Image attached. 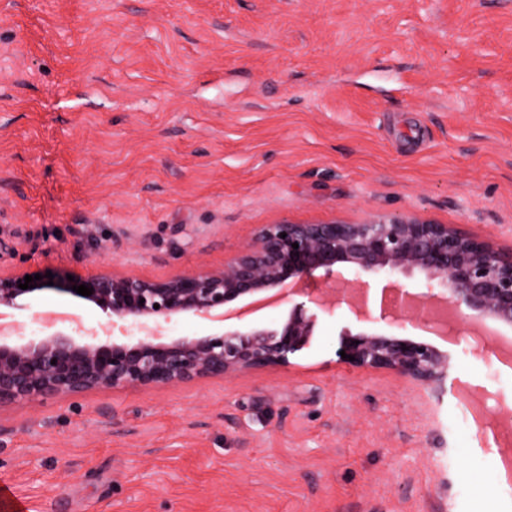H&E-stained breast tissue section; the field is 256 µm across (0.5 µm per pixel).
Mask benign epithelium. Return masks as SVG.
<instances>
[{"instance_id":"obj_1","label":"benign epithelium","mask_w":512,"mask_h":512,"mask_svg":"<svg viewBox=\"0 0 512 512\" xmlns=\"http://www.w3.org/2000/svg\"><path fill=\"white\" fill-rule=\"evenodd\" d=\"M286 237H281V234ZM298 244L293 248L292 244ZM330 285L311 290L315 272ZM42 275L22 290L24 277ZM394 286L378 313L369 307L370 281ZM40 269L0 275V319L19 330L10 309L49 288ZM92 289L82 296L77 285ZM55 290L100 309L107 317L94 328L74 325L69 314L51 317L47 333L25 343L0 335V409L47 397H73L116 388L177 386L202 378L286 366L307 348L319 313L345 305L367 324L341 333L339 350L350 365L387 371L421 386L442 383L448 354L401 335L439 301L452 311L433 327L445 334L491 322L512 328V248L481 239L458 224H432L413 215L359 223L263 225L224 265L151 281L115 273L57 277ZM288 300L285 317L271 326L248 323L229 331L171 337L170 324L182 318L224 322L242 300ZM159 308H154V305ZM382 323L383 329L375 328Z\"/></svg>"}]
</instances>
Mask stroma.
<instances>
[{
  "mask_svg": "<svg viewBox=\"0 0 512 512\" xmlns=\"http://www.w3.org/2000/svg\"><path fill=\"white\" fill-rule=\"evenodd\" d=\"M412 214L512 247V0H0V270L161 280L265 224ZM99 309L37 293L16 320ZM0 411V512H512V364L340 361Z\"/></svg>",
  "mask_w": 512,
  "mask_h": 512,
  "instance_id": "obj_1",
  "label": "stroma"
}]
</instances>
